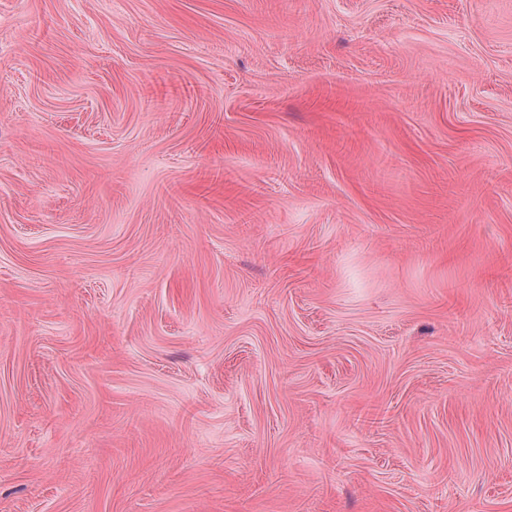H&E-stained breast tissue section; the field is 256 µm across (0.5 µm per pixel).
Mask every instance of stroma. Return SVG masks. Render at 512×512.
Instances as JSON below:
<instances>
[{
  "mask_svg": "<svg viewBox=\"0 0 512 512\" xmlns=\"http://www.w3.org/2000/svg\"><path fill=\"white\" fill-rule=\"evenodd\" d=\"M0 512H512V0H0Z\"/></svg>",
  "mask_w": 512,
  "mask_h": 512,
  "instance_id": "stroma-1",
  "label": "stroma"
}]
</instances>
